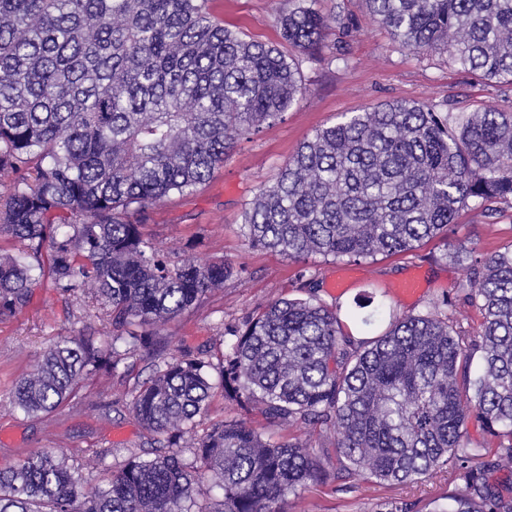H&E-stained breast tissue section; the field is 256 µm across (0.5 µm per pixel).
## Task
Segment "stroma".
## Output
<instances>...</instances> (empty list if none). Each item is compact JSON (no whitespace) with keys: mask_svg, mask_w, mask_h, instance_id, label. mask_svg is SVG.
<instances>
[{"mask_svg":"<svg viewBox=\"0 0 512 512\" xmlns=\"http://www.w3.org/2000/svg\"><path fill=\"white\" fill-rule=\"evenodd\" d=\"M213 15L226 26L250 37L277 44L276 24L284 0H210ZM327 16L351 19L345 57L329 51L299 55L307 91L282 121L242 137L223 167L194 192L174 195L150 210L145 231L160 253L169 258L191 257L221 261L233 269L231 278L201 305L146 337L129 355L111 381L87 377L79 391L80 404H68L46 416L27 417L9 403L13 384L47 347L64 336L100 339L108 329L101 305L80 293L66 292L52 282L34 288L29 305L0 320V467L16 463L39 448L64 453L70 466L81 469L88 485L98 483L104 470L116 469L131 454L148 448L152 439L129 407L136 382L149 377L155 365L181 354L218 355L227 350L232 330L241 328L261 303L315 294L330 307L362 309L378 305L397 315L424 312L451 301L461 326L476 331L481 315L462 300L466 264L445 256L442 242L433 240L396 255L360 261H296L274 249L250 247L242 232V208L259 187L274 180L299 144L312 132L346 112H357L388 100L440 104L460 115L483 106L512 112V85L487 84L474 73L452 64L447 54H418L402 47L368 13L364 0H319ZM457 237L466 239L483 256L512 242V207L500 205L495 217L464 209ZM420 275L422 286L410 298L399 295L402 283ZM207 421L237 419L273 439L284 428L270 425L259 410L241 409L221 390H214ZM335 435L319 429L312 436V453L327 473L325 484L289 495L285 512H369L372 504L401 498L413 512H429L433 500L454 485L449 474L404 486L359 475L336 478Z\"/></svg>","mask_w":512,"mask_h":512,"instance_id":"stroma-1","label":"stroma"}]
</instances>
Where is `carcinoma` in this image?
I'll return each mask as SVG.
<instances>
[{
  "label": "carcinoma",
  "mask_w": 512,
  "mask_h": 512,
  "mask_svg": "<svg viewBox=\"0 0 512 512\" xmlns=\"http://www.w3.org/2000/svg\"><path fill=\"white\" fill-rule=\"evenodd\" d=\"M318 0H288L281 38L312 54L348 18ZM417 53H446L485 79L512 83V0H365ZM305 89L299 62L229 29L209 0H0V317L25 309L45 274L107 306L109 340L64 337L10 390L26 416L50 414L90 376L114 375L133 346L224 286L233 269L161 256L143 232L148 209L192 192L237 141L283 120ZM512 204V113L453 116L396 100L316 129L274 181L244 204L250 246L290 258L356 261L448 239L469 205L489 217ZM467 332L433 309L390 315L356 340L313 299L259 306L218 364L185 354L133 392L157 435L87 486L63 453L33 451L0 468V512H283L299 488L326 482L311 438L273 441L240 420L200 431L219 370L224 393L280 426L336 434L339 470L410 485L444 468L457 483L429 512H512V243L468 266ZM475 419L499 439H466ZM192 465L182 459L183 449ZM349 464H344V461ZM224 490L211 507L209 488ZM371 512H411L399 499Z\"/></svg>",
  "instance_id": "obj_1"
}]
</instances>
